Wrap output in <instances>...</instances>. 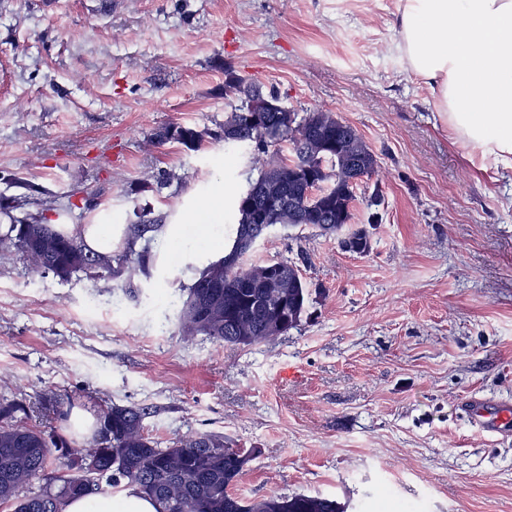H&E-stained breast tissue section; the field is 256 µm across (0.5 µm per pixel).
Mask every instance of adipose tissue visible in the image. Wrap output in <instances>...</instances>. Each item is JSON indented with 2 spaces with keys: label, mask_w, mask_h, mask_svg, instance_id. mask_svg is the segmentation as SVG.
I'll list each match as a JSON object with an SVG mask.
<instances>
[{
  "label": "adipose tissue",
  "mask_w": 512,
  "mask_h": 512,
  "mask_svg": "<svg viewBox=\"0 0 512 512\" xmlns=\"http://www.w3.org/2000/svg\"><path fill=\"white\" fill-rule=\"evenodd\" d=\"M409 70L427 81L457 139L496 161L512 155V0H406L398 20ZM62 512H157L136 488L85 496Z\"/></svg>",
  "instance_id": "adipose-tissue-1"
}]
</instances>
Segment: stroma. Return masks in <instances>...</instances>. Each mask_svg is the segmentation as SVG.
Segmentation results:
<instances>
[{
    "instance_id": "35a3bbf8",
    "label": "stroma",
    "mask_w": 512,
    "mask_h": 512,
    "mask_svg": "<svg viewBox=\"0 0 512 512\" xmlns=\"http://www.w3.org/2000/svg\"><path fill=\"white\" fill-rule=\"evenodd\" d=\"M405 0H0V195L18 174L68 224L112 213V251L137 210L148 274L68 282L0 252V402L148 408L162 445L198 432L257 448L234 491L323 494L348 512H512V430H477L463 403L512 401V156L458 144L399 47ZM298 112L349 122L378 154L346 251L313 226L277 227L249 263L295 262L309 286L288 335L249 347L178 322L187 285L221 256L244 163L224 160L229 74ZM204 131L198 149L151 142ZM224 188V214L207 199ZM380 192V205L367 201ZM297 378L279 377L283 364ZM204 137V132L191 126H166L157 129L151 138L156 145H164L168 142H177L187 149H197Z\"/></svg>"
}]
</instances>
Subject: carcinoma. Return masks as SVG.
Instances as JSON below:
<instances>
[{"label": "carcinoma", "mask_w": 512, "mask_h": 512, "mask_svg": "<svg viewBox=\"0 0 512 512\" xmlns=\"http://www.w3.org/2000/svg\"><path fill=\"white\" fill-rule=\"evenodd\" d=\"M263 93L253 79L236 78L224 84L229 110L220 130L224 143L237 150L257 176L247 178L235 202L236 224L224 254L196 273L180 311L185 337L207 336L233 346H250L288 334L299 326L309 289L296 263L278 260L280 273L292 287L276 294L257 278L261 265L243 266L249 248L242 243L245 225L255 226L258 238L273 227L303 224L325 232L341 231L353 219L356 189L380 168L379 157L351 124L332 112H273L270 120L282 127L267 139L253 122L249 106ZM204 132L191 126L157 129V145L177 142L197 149ZM287 146L289 156L264 157L271 144ZM8 182L21 193L0 197V215L10 221L0 235V249L16 250L38 274L51 273L68 282L88 272L118 279L146 271L148 248L107 255L87 247L76 235L59 232L47 218L15 211L41 194L22 178ZM344 248L366 253L368 234L354 232L341 240ZM143 407L110 405L97 414L98 431L89 440L69 439L58 430L27 423L26 409L0 404V509L4 512H61L67 498L103 494L122 484L134 487L159 505L158 512H345L336 499L305 493L272 494L245 500L233 492L258 448H233L224 434L188 435L166 448L149 433ZM36 481L37 492H25Z\"/></svg>", "instance_id": "cac0c4a2"}]
</instances>
